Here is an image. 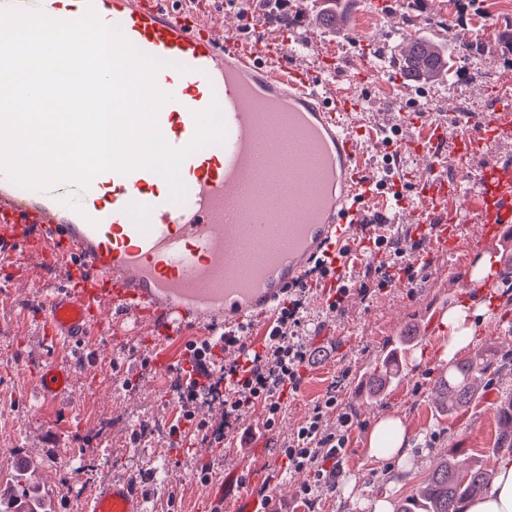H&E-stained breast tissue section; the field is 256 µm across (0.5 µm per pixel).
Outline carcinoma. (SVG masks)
Segmentation results:
<instances>
[{"mask_svg": "<svg viewBox=\"0 0 512 512\" xmlns=\"http://www.w3.org/2000/svg\"><path fill=\"white\" fill-rule=\"evenodd\" d=\"M403 65L415 74L434 75L450 71L454 61L441 57L432 42L414 40L403 56ZM499 369V359L483 352L459 359L448 367L438 382V407L448 413L470 404L481 394V385ZM498 433L495 451L512 452V396L497 409ZM458 450L448 449L440 458L429 480L414 493L400 500L393 512H462L463 505L476 497L490 482V472L480 466L461 470ZM33 464L21 463L17 477L0 479V512H55L48 489L32 474Z\"/></svg>", "mask_w": 512, "mask_h": 512, "instance_id": "1", "label": "carcinoma"}]
</instances>
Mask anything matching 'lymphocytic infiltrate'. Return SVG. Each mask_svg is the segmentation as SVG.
I'll return each instance as SVG.
<instances>
[{
  "label": "lymphocytic infiltrate",
  "instance_id": "lymphocytic-infiltrate-1",
  "mask_svg": "<svg viewBox=\"0 0 512 512\" xmlns=\"http://www.w3.org/2000/svg\"><path fill=\"white\" fill-rule=\"evenodd\" d=\"M303 302L292 298L281 307L268 335L260 347L249 350L244 358L229 366H218L212 348L195 351L185 369L181 408L170 426L173 435L188 433L223 442L226 430L232 429L244 414L262 407L268 418L281 411L285 395L297 393L315 353L298 336L302 324ZM217 402L224 408L223 428H210L208 422L195 418L197 402ZM335 390H328L298 429L291 444L281 449L285 469L308 471L310 480L300 490L306 506H313L319 488L335 487L338 463L346 452L349 414H342L340 427L323 426L326 410L335 407Z\"/></svg>",
  "mask_w": 512,
  "mask_h": 512
}]
</instances>
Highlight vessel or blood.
I'll return each instance as SVG.
<instances>
[{
    "label": "vessel or blood",
    "instance_id": "b4317fda",
    "mask_svg": "<svg viewBox=\"0 0 512 512\" xmlns=\"http://www.w3.org/2000/svg\"><path fill=\"white\" fill-rule=\"evenodd\" d=\"M68 0H0L14 9L41 8L57 20L73 19ZM145 55L164 61L159 87L171 101L158 114L159 127L175 147L195 134L193 114L217 102L225 128L223 143L185 159L183 200L155 191V173H113L112 203L103 205L102 182L93 179L82 197L92 207L83 218L64 201L74 185L57 183L43 192L21 188L0 176V260L38 259L63 287L42 308L48 340L85 347L88 362L104 310L134 316L153 334L152 366L168 372L185 364L188 344H200L224 329L237 351L255 347L272 324L283 297L309 264L338 258L342 265L366 264L360 225L387 224L396 209L408 210L426 248L447 254L455 243L450 215L465 208L481 224L484 239L512 240V165L480 170V193L465 191L460 179L443 173L446 124L467 127L455 147L459 163L477 157L489 142L512 137V111L497 107L472 120L452 111L447 122L416 112L417 137L404 149L426 157L428 173L417 183V202L392 203L378 186L343 115L357 111L359 96L316 84L307 70L285 65L287 32L258 27L251 40L237 28L216 37L215 22L170 0H81ZM303 131L296 148L288 136ZM339 179L340 191L314 213L285 198L283 188L303 192L306 181ZM288 251L270 249L271 237ZM71 366L45 363L36 381L46 401L65 398ZM261 468L243 466L207 490L212 512L238 499V512H271L255 496L238 495L255 485ZM87 512H145L136 478L101 482Z\"/></svg>",
    "mask_w": 512,
    "mask_h": 512
}]
</instances>
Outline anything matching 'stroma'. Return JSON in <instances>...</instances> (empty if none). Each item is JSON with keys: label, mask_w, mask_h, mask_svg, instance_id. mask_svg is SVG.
Returning a JSON list of instances; mask_svg holds the SVG:
<instances>
[{"label": "stroma", "mask_w": 512, "mask_h": 512, "mask_svg": "<svg viewBox=\"0 0 512 512\" xmlns=\"http://www.w3.org/2000/svg\"><path fill=\"white\" fill-rule=\"evenodd\" d=\"M224 24L242 17V30L252 33L261 23L278 24L290 16L288 35L310 39L304 62L316 78H326L322 56L356 43L352 60L366 64L382 57L390 66L384 84L360 85L364 110L355 131L364 147L369 167L384 161L388 146L372 140V132L385 126L397 130L399 138L413 135L403 106L390 88L399 85L433 91L435 118L452 110L485 112L507 104L498 86L512 76V0H427V7L414 0H347L346 31L321 24L322 0H288L276 9L273 0H207ZM491 23L489 36L474 33L477 24ZM455 28L477 46L480 71L462 67L458 76L461 95L448 92L447 79L421 81L409 77L395 60L410 39ZM458 237L454 254L432 263L414 265L409 287H380L381 265L408 263L415 237L408 214L387 225L386 233L397 243L396 253L381 252L377 262L352 266L346 271L350 294L341 312L326 307L327 292L310 290L304 302L303 340L328 347L321 363L307 368L309 392L287 396L274 424H267L262 409L252 410L233 429L223 445L200 438L189 448L174 447L169 433L177 407L168 400L175 372L153 373L146 360L151 346L134 320L116 324L105 320L96 347V365L76 366L77 377L69 397L61 404L46 405L36 393L35 372L44 360L56 356L73 358L67 347L40 346L43 325L39 312L43 302L60 290L61 283L47 271L0 263V476L16 471L18 458L37 463V474L54 490L55 512H73L77 498L90 497L103 480L134 474L149 496L146 512H207L205 485L196 480L202 464L213 466L212 479L220 481L225 469L243 461L263 464L271 477L275 512H306L298 498L308 472L279 474L278 447L285 445L333 382L341 388L336 408L325 421L334 426L340 414L353 418L349 445L340 462L339 483H352L351 492H318V512H372L376 499L395 502L410 495L429 473V465L448 449L461 448L468 462L494 467L497 433L496 406L512 395V277L496 272L486 280L485 293L490 316L480 325L483 349L502 357L503 365L485 386L479 399L455 415L441 413L434 399V385L448 370L443 355L446 333L442 317L465 296L456 285L454 265L472 266L486 255L479 229L467 213L457 216ZM417 343L406 351L398 384L381 397L368 398L365 381L380 368L388 343L406 332ZM399 415L410 434L411 456L406 460L376 458L366 452L367 437L383 415ZM147 426L140 442L132 433ZM167 448L171 456L163 481H156L145 460L153 449Z\"/></svg>", "instance_id": "stroma-1"}]
</instances>
